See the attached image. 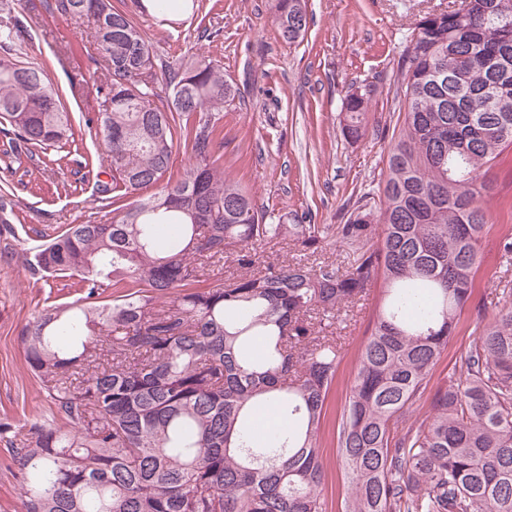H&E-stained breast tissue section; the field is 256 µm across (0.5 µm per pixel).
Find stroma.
Instances as JSON below:
<instances>
[{
  "label": "stroma",
  "mask_w": 512,
  "mask_h": 512,
  "mask_svg": "<svg viewBox=\"0 0 512 512\" xmlns=\"http://www.w3.org/2000/svg\"><path fill=\"white\" fill-rule=\"evenodd\" d=\"M449 0H308L303 40L289 44L277 31L273 0H196L193 11L164 22L137 13L134 0H113L136 12L146 32L156 73L166 66L203 58L218 66L238 89L224 107V174L247 190L257 206L306 215L308 223H346L361 194L377 192L387 167L392 137L404 117L400 57L423 13L447 8ZM25 16L29 33L19 46L22 57L45 65L64 91L73 131L84 152L102 163L104 146L97 116L101 104L85 21L34 11L29 0H0V7ZM88 80L79 96L68 91L72 78ZM376 86L365 137L346 140L342 102L351 85ZM494 190L487 199L491 219L479 242L480 269L470 301L462 310L453 338L430 374L429 390L454 376L476 336L481 312H492L502 292L512 289V263L499 252L503 235H512V147L488 174ZM95 174L71 164L38 173L33 161L17 160L11 140L0 133V195L12 206L0 223V421L20 425L44 421L53 404L34 377L20 342L23 327L53 303H71L80 293L70 279L31 277L21 260L69 224L94 214L88 201ZM373 300L360 304L353 320L340 325L346 356L332 388L329 414L340 416L353 377L357 349L367 329ZM0 434V512H22L21 475ZM331 461L324 495L328 512H342L349 484L336 459L332 426L323 434Z\"/></svg>",
  "instance_id": "35a3bbf8"
}]
</instances>
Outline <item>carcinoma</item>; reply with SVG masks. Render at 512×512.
Listing matches in <instances>:
<instances>
[{"instance_id":"obj_1","label":"carcinoma","mask_w":512,"mask_h":512,"mask_svg":"<svg viewBox=\"0 0 512 512\" xmlns=\"http://www.w3.org/2000/svg\"><path fill=\"white\" fill-rule=\"evenodd\" d=\"M425 13L401 54L405 112L378 197L363 194L336 228L352 259L307 265L326 229L259 208L224 177V104L237 89L204 60L165 77L140 23L112 0H41L92 21L107 71L100 130L112 182H97L106 221L70 224L30 249L35 276L77 277L81 303L51 305L21 332L26 363L66 421L14 432L24 512H328L321 435L345 349L336 324L372 287L379 302L335 425L351 492L344 512H512V296L481 315L457 377L430 412L396 425L427 389L480 267L486 172L512 146V0H465ZM280 37L307 29L306 0H275ZM22 22L0 16V119L16 155L60 166L79 152L45 68L21 60ZM374 84L343 100L344 136H365ZM190 148L166 178L178 142ZM296 257L261 265L255 246ZM230 261L213 279L206 267ZM118 295L99 301L101 290ZM271 414L255 439L254 412Z\"/></svg>"}]
</instances>
